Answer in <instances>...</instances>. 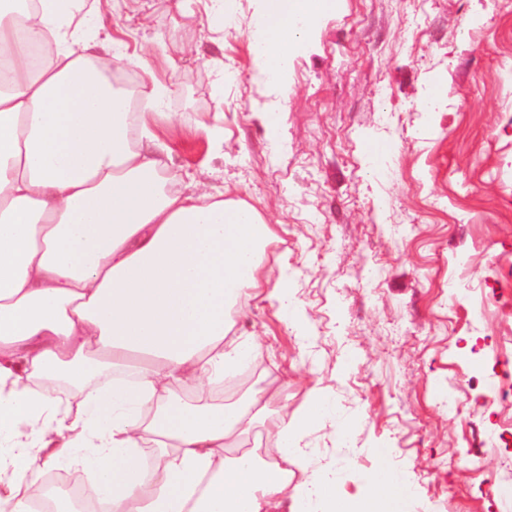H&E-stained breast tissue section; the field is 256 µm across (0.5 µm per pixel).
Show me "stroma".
<instances>
[{"label": "stroma", "instance_id": "stroma-1", "mask_svg": "<svg viewBox=\"0 0 512 512\" xmlns=\"http://www.w3.org/2000/svg\"><path fill=\"white\" fill-rule=\"evenodd\" d=\"M259 12V0L211 16L201 0H101L97 14L144 59L103 61L166 89L151 125L169 175L206 173L262 215L263 269L307 317L308 356L275 306L237 311L234 336H258L263 358L214 400L284 390L293 416L318 387L351 426L346 449L327 417L304 437L310 472L340 498H360L350 455L410 480L404 512H501L512 443L483 439L512 424V0H332L282 100L250 52ZM274 100L279 149L260 116ZM497 387L507 394L491 399Z\"/></svg>", "mask_w": 512, "mask_h": 512}]
</instances>
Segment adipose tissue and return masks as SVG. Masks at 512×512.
<instances>
[{
  "mask_svg": "<svg viewBox=\"0 0 512 512\" xmlns=\"http://www.w3.org/2000/svg\"><path fill=\"white\" fill-rule=\"evenodd\" d=\"M84 2L0 0V512H30L57 465L90 473L108 512H339L331 481L291 482L308 467L311 417L348 438L335 402L314 387L309 413L270 422L260 398L207 401L260 357L254 341H228L232 306L261 297L298 314L261 267L270 231L256 210L199 177L170 187L150 113L94 66L109 42L87 35ZM262 2L251 49L282 86L325 0ZM129 367L133 384L61 396ZM174 383L198 400L173 397ZM255 429L272 452L246 447Z\"/></svg>",
  "mask_w": 512,
  "mask_h": 512,
  "instance_id": "ef3b65f1",
  "label": "adipose tissue"
}]
</instances>
